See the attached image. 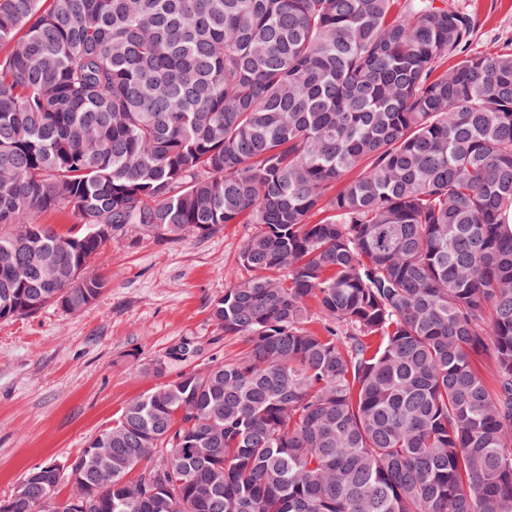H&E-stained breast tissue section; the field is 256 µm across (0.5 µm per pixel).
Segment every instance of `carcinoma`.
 Wrapping results in <instances>:
<instances>
[{
    "label": "carcinoma",
    "mask_w": 512,
    "mask_h": 512,
    "mask_svg": "<svg viewBox=\"0 0 512 512\" xmlns=\"http://www.w3.org/2000/svg\"><path fill=\"white\" fill-rule=\"evenodd\" d=\"M475 28L457 0H0L1 321L92 306L108 242L254 225L210 303L244 349L170 346L154 373L188 369L13 512H512V50ZM37 222L40 224H52L58 232L66 233L69 230L76 232L79 227L76 217L69 212H47L38 215Z\"/></svg>",
    "instance_id": "cac0c4a2"
}]
</instances>
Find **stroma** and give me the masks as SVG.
Instances as JSON below:
<instances>
[{"label": "stroma", "instance_id": "35a3bbf8", "mask_svg": "<svg viewBox=\"0 0 512 512\" xmlns=\"http://www.w3.org/2000/svg\"><path fill=\"white\" fill-rule=\"evenodd\" d=\"M462 2L477 16L472 52L512 46V0ZM252 230L228 224L208 238L106 244L89 267L109 279L93 306L0 321V499L29 468L74 459L128 401L176 379L177 365L149 373L170 346L192 339L209 355L243 349L240 337L219 336L209 310L247 277L237 253Z\"/></svg>", "mask_w": 512, "mask_h": 512}]
</instances>
